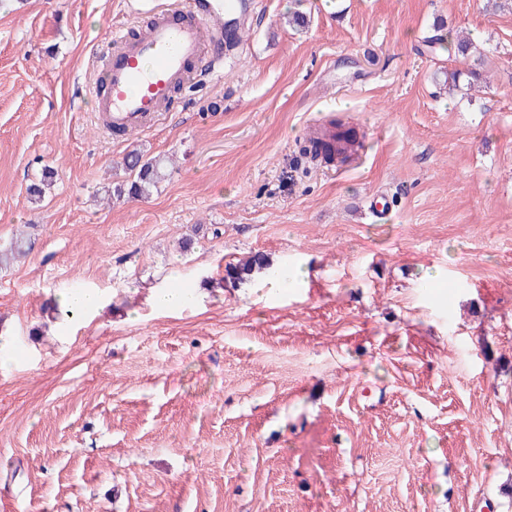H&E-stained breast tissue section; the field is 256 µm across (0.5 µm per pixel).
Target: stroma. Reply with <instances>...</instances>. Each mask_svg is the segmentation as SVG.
I'll use <instances>...</instances> for the list:
<instances>
[{"label": "stroma", "mask_w": 512, "mask_h": 512, "mask_svg": "<svg viewBox=\"0 0 512 512\" xmlns=\"http://www.w3.org/2000/svg\"><path fill=\"white\" fill-rule=\"evenodd\" d=\"M125 2L0 0V247L35 240L0 268V512H512V9L253 0L218 74L120 137L89 89L146 21ZM439 21L480 88L442 89ZM325 123L362 150L305 155ZM135 147L166 180L107 199ZM258 252L299 280L225 282ZM76 288L103 306L52 320ZM444 37H446V40H448V46L450 45L451 47L452 42L455 43L454 49L456 51V54L462 57L463 59H467L474 52V50H476L470 41L455 39L449 40V32L448 34H436L434 36L426 38V40H424V45L432 50L443 48V45L445 44Z\"/></svg>", "instance_id": "1"}]
</instances>
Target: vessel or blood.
Returning a JSON list of instances; mask_svg holds the SVG:
<instances>
[{"label":"vessel or blood","mask_w":512,"mask_h":512,"mask_svg":"<svg viewBox=\"0 0 512 512\" xmlns=\"http://www.w3.org/2000/svg\"><path fill=\"white\" fill-rule=\"evenodd\" d=\"M147 8L152 20L143 35L122 29L102 47L92 85L105 125L124 132L145 127L172 106L177 86L225 34L199 0H149Z\"/></svg>","instance_id":"1"}]
</instances>
